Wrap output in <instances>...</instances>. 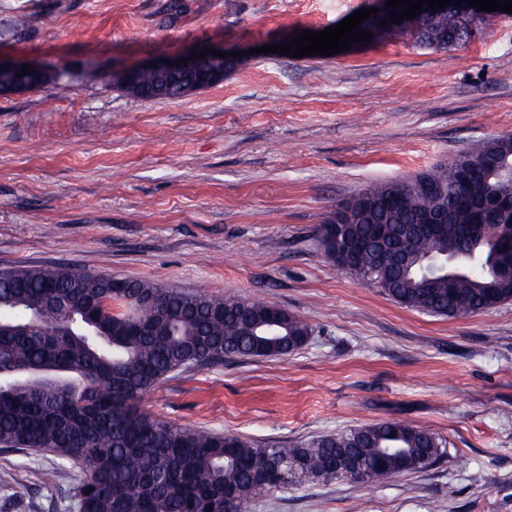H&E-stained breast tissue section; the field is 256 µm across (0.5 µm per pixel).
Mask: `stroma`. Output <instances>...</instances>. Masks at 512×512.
I'll return each mask as SVG.
<instances>
[{
  "mask_svg": "<svg viewBox=\"0 0 512 512\" xmlns=\"http://www.w3.org/2000/svg\"><path fill=\"white\" fill-rule=\"evenodd\" d=\"M374 3L0 0V60L58 73L0 95V272L78 265L307 323L288 356L162 380L141 403L161 422L304 443L398 420L448 441L428 469L262 491L245 512H512V302L457 318L406 308L319 236L369 183L512 134V14L455 49L404 32L328 57L260 51ZM208 46L236 54L213 86L142 100L115 82ZM83 477L52 453L0 449V512H75Z\"/></svg>",
  "mask_w": 512,
  "mask_h": 512,
  "instance_id": "35a3bbf8",
  "label": "stroma"
}]
</instances>
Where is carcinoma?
Wrapping results in <instances>:
<instances>
[{"label": "carcinoma", "instance_id": "1", "mask_svg": "<svg viewBox=\"0 0 512 512\" xmlns=\"http://www.w3.org/2000/svg\"><path fill=\"white\" fill-rule=\"evenodd\" d=\"M369 41L385 43L401 30L377 14ZM385 26H380V23ZM416 42L446 50L467 37V23L448 14L418 21ZM232 63L211 57L202 71L224 77ZM156 93L161 78L140 70L116 80L128 94L152 100L183 96L187 80ZM472 167L467 184L458 165ZM512 175V134L476 144L433 168L390 181H375L336 209L358 219L357 233L389 224L396 234L425 215L460 239L464 250L448 261V240L418 237L397 258L381 249L360 253L353 274L407 308L455 318L512 301V238L473 236L470 225L487 222L460 201L489 197ZM0 280V447L51 452L81 464L84 479L74 498L79 512H243L261 491L296 482L337 479L352 459L366 467L390 448L397 455L371 469V480L423 470L447 454V441L425 427L387 420L307 443H256L235 435L187 430L160 422L139 402L168 374L226 355L285 356L309 332L284 311L269 330L268 302L221 297L124 280L84 268L41 266L8 271Z\"/></svg>", "mask_w": 512, "mask_h": 512}]
</instances>
